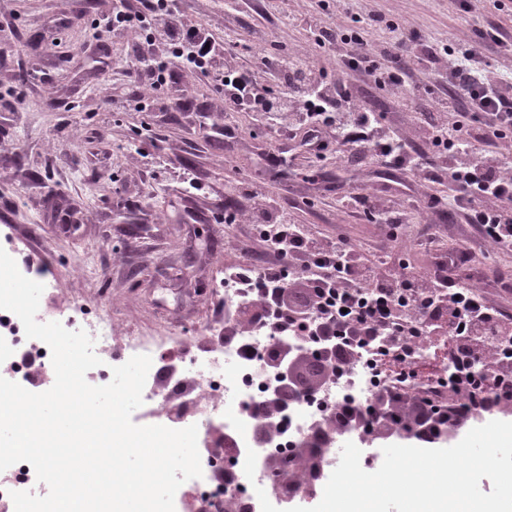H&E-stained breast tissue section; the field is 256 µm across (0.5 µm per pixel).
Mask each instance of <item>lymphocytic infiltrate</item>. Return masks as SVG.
Masks as SVG:
<instances>
[{
  "label": "lymphocytic infiltrate",
  "instance_id": "1",
  "mask_svg": "<svg viewBox=\"0 0 512 512\" xmlns=\"http://www.w3.org/2000/svg\"><path fill=\"white\" fill-rule=\"evenodd\" d=\"M301 23L316 32L319 44L333 48V85L317 78L305 52L223 66V39L184 20L177 0H118L103 17V28L116 34L139 29L147 44L161 39L168 51L148 58L128 49L127 96L111 105L123 109L144 90L175 82L178 70L190 71L216 84L227 110L254 113L276 134L289 136L301 126L316 139L330 131L340 152L368 154L411 172L424 186L447 180L455 218L475 225L497 253L511 255L512 87L503 85L497 70L512 53V29L479 27L459 60L452 50L403 39L377 51L344 26L323 27L310 15ZM377 53L389 58V72H378L372 60ZM436 69L447 71L448 85L423 107L415 135L383 131L374 112L352 103L354 77L413 91L414 74ZM273 84L282 88V99H271ZM468 117L480 119L490 149L478 148L475 137L463 133ZM342 203L377 224L401 219L398 204L367 190L344 196ZM273 207L267 198L250 213V232L262 250L233 272L244 288L272 284L262 301L277 312L264 323L269 335L328 336L336 349L328 357L298 356L278 402L256 405V415H275L280 406L328 387L340 368L360 363L371 370L377 388L362 405L337 411L335 423L360 424L363 437L371 440L398 435L432 445L482 416L512 414V316L490 305L480 287L449 277V258L432 233L422 232L417 242L433 253V269L408 264L394 269L386 259L364 258L347 238L314 235L288 209L277 208L276 221H267ZM422 344L428 345L429 358L417 356ZM448 360L454 364L451 378L444 372Z\"/></svg>",
  "mask_w": 512,
  "mask_h": 512
}]
</instances>
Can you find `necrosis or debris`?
I'll return each instance as SVG.
<instances>
[{
    "label": "necrosis or debris",
    "mask_w": 512,
    "mask_h": 512,
    "mask_svg": "<svg viewBox=\"0 0 512 512\" xmlns=\"http://www.w3.org/2000/svg\"><path fill=\"white\" fill-rule=\"evenodd\" d=\"M57 320L67 330H85L94 341L95 354L110 353L109 361L88 371V379L95 382L108 380L113 366L133 356L151 357L143 396L157 409V423L178 429L197 425L198 440L205 445L203 475L191 485L198 512H255L260 488L284 498L296 497L303 489L321 485L324 475L337 467L343 444L358 441L361 435L353 429L325 440L317 438L315 430L337 408L360 405L369 397L373 378L362 365L338 376L330 389L282 408L274 430L264 431L253 407L270 401L286 380L253 356L254 351L268 349L273 343L261 325L244 331L226 320L215 322L208 343L200 346L198 353L185 355L190 371L184 376L137 334H129L122 345H115L112 324L102 315L74 305L59 312ZM32 359L43 369L52 367L49 346L27 338L21 320L0 309V365L9 366L21 384L27 380ZM251 450L256 452L257 462L255 477L250 480L243 465ZM300 450L311 462L302 482L272 481L274 464Z\"/></svg>",
    "instance_id": "obj_1"
}]
</instances>
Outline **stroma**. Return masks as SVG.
<instances>
[{"label": "stroma", "mask_w": 512, "mask_h": 512, "mask_svg": "<svg viewBox=\"0 0 512 512\" xmlns=\"http://www.w3.org/2000/svg\"><path fill=\"white\" fill-rule=\"evenodd\" d=\"M114 4L0 0V14L15 15L20 29L16 37L0 32V232L22 254L50 264L58 302L108 314L118 337L175 336L194 325L208 338L217 276L259 249L247 224L225 223L224 210L250 212L259 184L313 232L350 237L366 256L380 252L394 265L429 267L430 254L416 244L424 223H433L442 249L470 239L475 258L456 277H482L489 301L512 314V255L492 252L472 225L426 209L389 234L339 204L363 187L384 189L398 203L423 192L444 202L446 185L421 190L409 172L348 158L332 144L306 156L300 140H278L251 113L225 111L223 93L190 74L154 92L155 108L107 110L106 96L121 86L125 49L139 40L132 30L115 37L94 29L93 19ZM349 8L377 16L358 26L376 47L398 29L458 51L484 21L512 27V0H481L472 13L459 0H350ZM182 9L223 35L239 61L304 49L317 68L335 73L328 49L295 16L306 12L335 26L336 0H182ZM353 92L383 127L409 132L418 123L407 95L361 81ZM184 93L195 111L162 109ZM228 121L238 128L235 138L207 136L206 126ZM271 151L291 157L284 174L268 169ZM189 177L199 187L187 193Z\"/></svg>", "instance_id": "stroma-1"}]
</instances>
